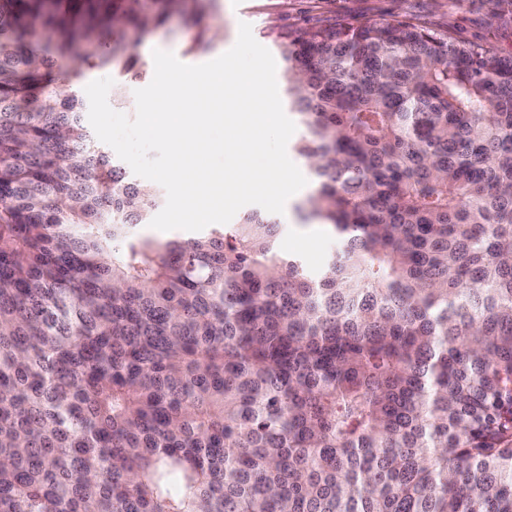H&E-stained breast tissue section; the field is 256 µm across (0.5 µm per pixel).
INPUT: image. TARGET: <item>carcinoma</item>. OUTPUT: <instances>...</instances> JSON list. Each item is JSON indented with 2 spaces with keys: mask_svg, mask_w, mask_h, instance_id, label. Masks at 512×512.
Listing matches in <instances>:
<instances>
[{
  "mask_svg": "<svg viewBox=\"0 0 512 512\" xmlns=\"http://www.w3.org/2000/svg\"><path fill=\"white\" fill-rule=\"evenodd\" d=\"M0 0V512H512V57L409 21L282 36L313 270L252 212L137 232L55 62L205 0Z\"/></svg>",
  "mask_w": 512,
  "mask_h": 512,
  "instance_id": "1",
  "label": "carcinoma"
}]
</instances>
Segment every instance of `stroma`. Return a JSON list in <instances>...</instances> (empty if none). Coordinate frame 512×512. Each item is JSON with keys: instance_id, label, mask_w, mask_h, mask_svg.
I'll use <instances>...</instances> for the list:
<instances>
[{"instance_id": "35a3bbf8", "label": "stroma", "mask_w": 512, "mask_h": 512, "mask_svg": "<svg viewBox=\"0 0 512 512\" xmlns=\"http://www.w3.org/2000/svg\"><path fill=\"white\" fill-rule=\"evenodd\" d=\"M394 20H407L454 41L478 44L499 55L512 56V14L497 11L491 0H215L210 14L204 18L172 15L166 25L155 29L138 46L145 77L134 79L124 76L117 67L104 71L88 65L73 76L66 61L58 62L57 71L66 76V89L79 95L84 94L92 80L112 77L109 104L131 117L135 114L133 92L149 84V74L154 70L153 50L173 52L180 61L195 65L229 50L243 22L250 24L255 39L273 52L279 35L288 29ZM205 26L217 31L210 48L203 53L190 52L191 42ZM277 221L283 228L279 240L283 251L300 254L315 265L332 250L333 239L326 226L302 221L295 204H287Z\"/></svg>"}]
</instances>
